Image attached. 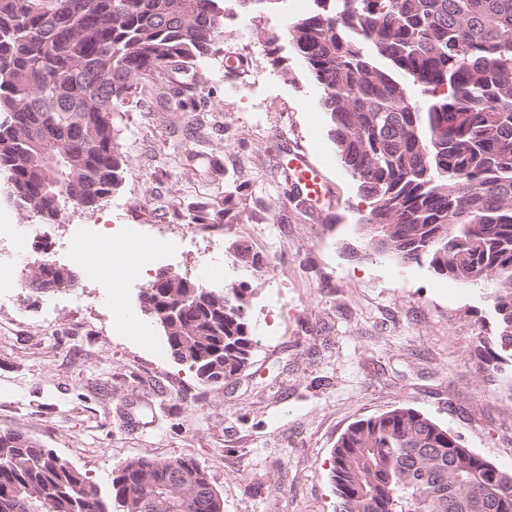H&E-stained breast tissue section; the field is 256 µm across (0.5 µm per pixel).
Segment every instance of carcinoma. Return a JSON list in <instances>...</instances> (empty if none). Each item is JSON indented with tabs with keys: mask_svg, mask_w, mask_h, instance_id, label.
Returning <instances> with one entry per match:
<instances>
[{
	"mask_svg": "<svg viewBox=\"0 0 512 512\" xmlns=\"http://www.w3.org/2000/svg\"><path fill=\"white\" fill-rule=\"evenodd\" d=\"M287 36L366 204L368 240L465 285L497 282L478 370H512V0H314ZM223 0H0V172L9 198L54 224L121 182L118 118L143 75L197 109L171 75L211 54ZM224 199L193 224H230ZM181 314L167 316L169 306ZM173 358L202 383L248 367L246 293L193 282L139 295ZM338 512H512V473L427 415L398 407L347 427L332 452ZM0 512H224L193 458L139 457L106 490L29 436L0 430Z\"/></svg>",
	"mask_w": 512,
	"mask_h": 512,
	"instance_id": "cac0c4a2",
	"label": "carcinoma"
}]
</instances>
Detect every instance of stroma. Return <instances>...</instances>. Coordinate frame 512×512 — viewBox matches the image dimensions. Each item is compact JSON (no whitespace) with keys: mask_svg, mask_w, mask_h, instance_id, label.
<instances>
[{"mask_svg":"<svg viewBox=\"0 0 512 512\" xmlns=\"http://www.w3.org/2000/svg\"><path fill=\"white\" fill-rule=\"evenodd\" d=\"M224 5L223 38L185 78L200 111L160 102L158 77L136 78L119 123L120 185L96 207L64 210L51 240L78 228L136 243L152 227L187 223L188 206L237 174L246 186L234 198V222L206 243L187 239L164 267L186 277L195 264L220 262L227 270L209 289L246 284L250 365L224 384H200L158 330L143 340L117 326L106 301L111 280L32 238L29 252L50 249L76 271L90 306L74 308L67 289L25 288L19 300L0 302V429L37 440L102 488L134 458H195L224 512H336L337 439L352 422L402 406L512 472V398L476 367L478 339L495 329L493 282L466 286L369 244L357 185L286 35L314 0ZM228 48L242 72L226 69ZM296 144L328 189L308 213L275 171ZM233 242L256 253V268L233 264Z\"/></svg>","mask_w":512,"mask_h":512,"instance_id":"35a3bbf8","label":"stroma"}]
</instances>
